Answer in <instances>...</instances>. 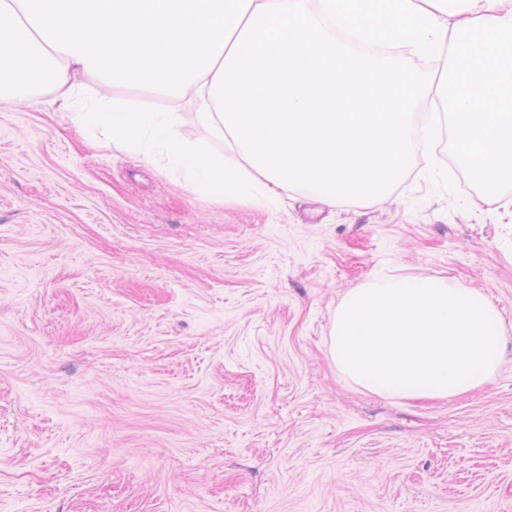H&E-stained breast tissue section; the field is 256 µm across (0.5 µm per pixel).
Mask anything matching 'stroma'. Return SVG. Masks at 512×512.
<instances>
[{
    "mask_svg": "<svg viewBox=\"0 0 512 512\" xmlns=\"http://www.w3.org/2000/svg\"><path fill=\"white\" fill-rule=\"evenodd\" d=\"M57 86L0 104V512H512V190L434 156L385 198L217 202L76 129ZM113 96L185 115L191 97ZM382 275L485 294L494 379L415 400L331 354Z\"/></svg>",
    "mask_w": 512,
    "mask_h": 512,
    "instance_id": "1",
    "label": "stroma"
}]
</instances>
